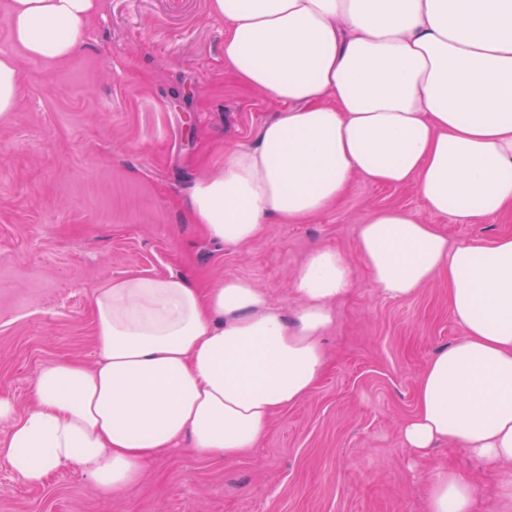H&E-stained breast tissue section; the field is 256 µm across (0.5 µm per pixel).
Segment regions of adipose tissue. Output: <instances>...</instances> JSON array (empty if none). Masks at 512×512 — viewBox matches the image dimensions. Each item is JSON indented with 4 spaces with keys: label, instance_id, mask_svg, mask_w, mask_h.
<instances>
[{
    "label": "adipose tissue",
    "instance_id": "1",
    "mask_svg": "<svg viewBox=\"0 0 512 512\" xmlns=\"http://www.w3.org/2000/svg\"><path fill=\"white\" fill-rule=\"evenodd\" d=\"M5 8L21 54L0 56V121L21 98L19 57L71 58L100 4ZM210 12L230 24L224 61L235 77L285 107L256 143L236 145L190 186L184 208L211 243L240 246L270 221L313 216L356 174L413 185L430 212L461 224L512 212V0H210ZM355 246L392 298L447 274L464 335L424 369L403 437L418 452L468 449L498 472V506L512 512V234L453 243L388 207L359 225ZM351 280L342 252L313 249L291 282V313L245 279L108 282L93 297L96 362L40 366L24 412L0 397L10 427L0 458L32 485L78 467L106 498L164 451L246 456L276 413L317 387L322 338ZM476 506L473 481L456 470L430 479L428 512Z\"/></svg>",
    "mask_w": 512,
    "mask_h": 512
}]
</instances>
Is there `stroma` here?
Listing matches in <instances>:
<instances>
[{
  "instance_id": "stroma-1",
  "label": "stroma",
  "mask_w": 512,
  "mask_h": 512,
  "mask_svg": "<svg viewBox=\"0 0 512 512\" xmlns=\"http://www.w3.org/2000/svg\"><path fill=\"white\" fill-rule=\"evenodd\" d=\"M227 28L209 0H104L68 61L20 58L22 98L0 122V397L27 410L42 364L97 360L92 298L108 281L172 271L203 286L247 279L291 312L290 281L318 246L343 252L353 271L323 338L325 373L247 457L165 452L107 500L81 469L31 486L0 461V512H426L428 479L443 466L478 482L477 512H488L495 472L445 443L413 453L401 432L428 361L464 335L448 279L387 297L355 240L386 207L453 243L512 234V214L458 224L429 213L414 187L357 175L317 215L265 225L238 247L208 242L184 211L189 186L283 110L225 66Z\"/></svg>"
}]
</instances>
